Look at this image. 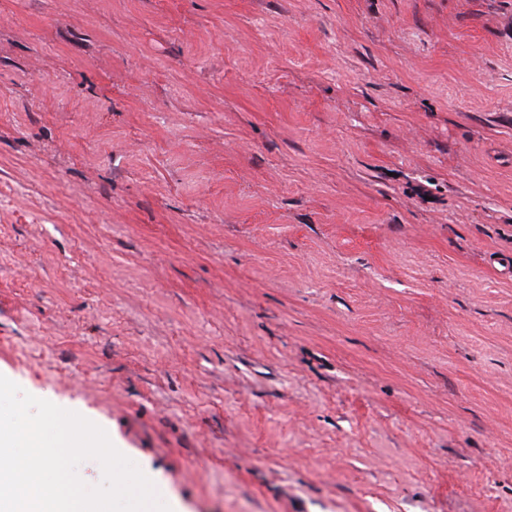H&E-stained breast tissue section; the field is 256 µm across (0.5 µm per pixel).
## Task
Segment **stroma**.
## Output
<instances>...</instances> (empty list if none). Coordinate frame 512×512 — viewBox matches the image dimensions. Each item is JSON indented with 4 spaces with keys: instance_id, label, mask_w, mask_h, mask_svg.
Masks as SVG:
<instances>
[{
    "instance_id": "obj_1",
    "label": "stroma",
    "mask_w": 512,
    "mask_h": 512,
    "mask_svg": "<svg viewBox=\"0 0 512 512\" xmlns=\"http://www.w3.org/2000/svg\"><path fill=\"white\" fill-rule=\"evenodd\" d=\"M0 374L179 512H512V0H0Z\"/></svg>"
}]
</instances>
